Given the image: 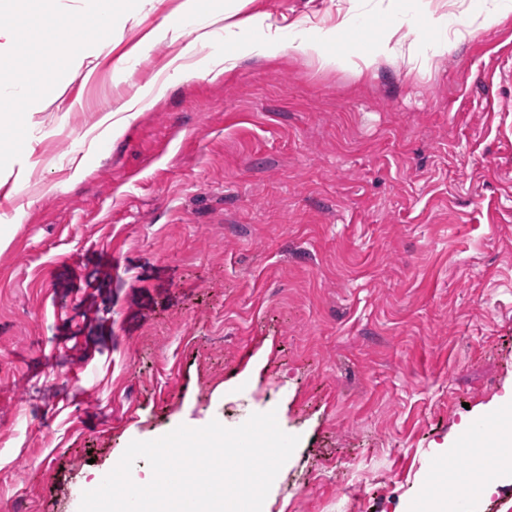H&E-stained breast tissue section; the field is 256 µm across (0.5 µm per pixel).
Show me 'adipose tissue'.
I'll use <instances>...</instances> for the list:
<instances>
[{"mask_svg": "<svg viewBox=\"0 0 512 512\" xmlns=\"http://www.w3.org/2000/svg\"><path fill=\"white\" fill-rule=\"evenodd\" d=\"M243 7L244 0H228L224 7V68L228 71L248 55L275 58L289 51L301 52L321 68L348 70L360 76L399 58L405 60L413 71L423 72L431 65L430 57L421 53L420 43L414 37L415 29L410 21L395 13L390 15L372 51L354 53L336 52L330 48L331 42L347 31L348 15H337L334 25L318 28L314 35L298 31L286 38L280 29L268 23L266 15L255 14L240 18L239 13ZM246 28L257 32V39L243 41L242 31Z\"/></svg>", "mask_w": 512, "mask_h": 512, "instance_id": "adipose-tissue-1", "label": "adipose tissue"}]
</instances>
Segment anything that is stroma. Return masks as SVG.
<instances>
[{
  "label": "stroma",
  "instance_id": "1",
  "mask_svg": "<svg viewBox=\"0 0 512 512\" xmlns=\"http://www.w3.org/2000/svg\"><path fill=\"white\" fill-rule=\"evenodd\" d=\"M439 0H407L416 23ZM140 0L26 112L0 180V512H79L134 440L275 411L262 512H512L466 455L512 394V15L359 77L291 53L220 77L224 0ZM376 0H250L310 30ZM158 93L120 137L100 120ZM468 462L438 467V449Z\"/></svg>",
  "mask_w": 512,
  "mask_h": 512
}]
</instances>
